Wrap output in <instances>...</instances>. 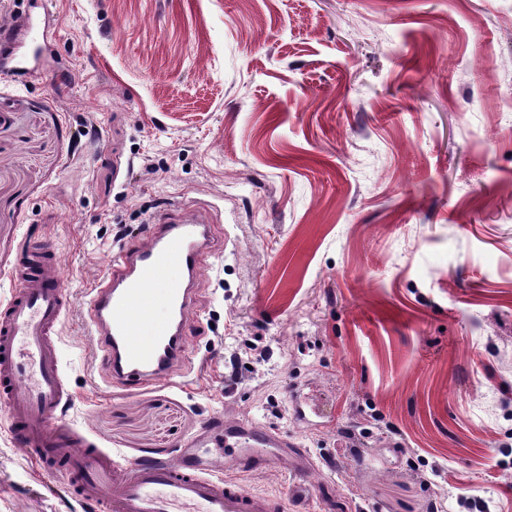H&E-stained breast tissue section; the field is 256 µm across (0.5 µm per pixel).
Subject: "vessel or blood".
Returning a JSON list of instances; mask_svg holds the SVG:
<instances>
[{"label": "vessel or blood", "mask_w": 512, "mask_h": 512, "mask_svg": "<svg viewBox=\"0 0 512 512\" xmlns=\"http://www.w3.org/2000/svg\"><path fill=\"white\" fill-rule=\"evenodd\" d=\"M50 13L28 15L22 29L0 28L9 65L0 77L28 85L44 64ZM207 210L176 206L147 228V240L113 252L106 276L91 288L86 324L96 336L112 385L145 386L170 378L186 361L187 314L213 241ZM182 270L185 281L172 278ZM13 292L0 305V401L10 408L18 445L32 448L42 470L72 477L71 494L85 503L111 502L112 512H281L278 498L244 489L240 476L287 461L280 432L246 420L207 422L201 438L173 460L120 463L78 431L54 424L70 400L55 337L69 296L55 248L28 243L11 272ZM169 314L159 317L158 306ZM224 435V464L206 457L205 439Z\"/></svg>", "instance_id": "vessel-or-blood-1"}]
</instances>
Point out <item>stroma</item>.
<instances>
[{
  "label": "stroma",
  "instance_id": "35a3bbf8",
  "mask_svg": "<svg viewBox=\"0 0 512 512\" xmlns=\"http://www.w3.org/2000/svg\"><path fill=\"white\" fill-rule=\"evenodd\" d=\"M50 8L67 76L0 82V302L50 236L61 422L129 460L214 417L278 429L309 469L241 483L283 512H512V0ZM178 203L219 218L186 364L106 387L87 292L116 225L141 238ZM298 390L333 422L297 421ZM0 512H109L40 470L2 402Z\"/></svg>",
  "mask_w": 512,
  "mask_h": 512
}]
</instances>
